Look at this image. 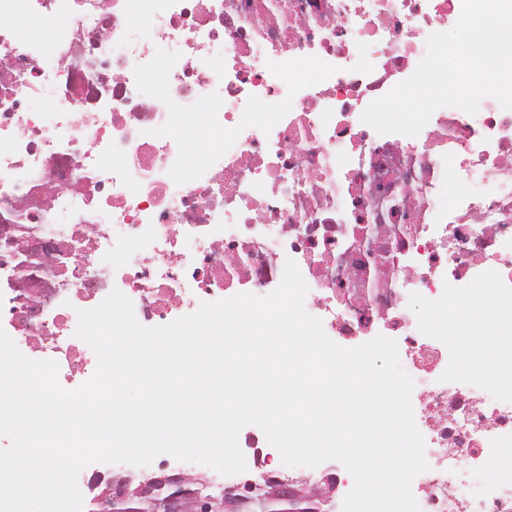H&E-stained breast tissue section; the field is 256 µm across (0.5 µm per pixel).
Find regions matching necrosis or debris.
Segmentation results:
<instances>
[{"instance_id":"4bbe7bcc","label":"necrosis or debris","mask_w":512,"mask_h":512,"mask_svg":"<svg viewBox=\"0 0 512 512\" xmlns=\"http://www.w3.org/2000/svg\"><path fill=\"white\" fill-rule=\"evenodd\" d=\"M462 0H0V219L59 246L44 296L0 263V328L80 373L78 311L112 290L149 327L239 293L269 295L294 261L326 335L400 347L427 471L419 512H512V474L471 472L512 442V109L441 107L417 135L361 120L408 79ZM43 29L20 33L17 18ZM156 20L131 39L134 18ZM221 96L196 149L175 130ZM43 98L45 109L29 101ZM68 221H61V214ZM488 286L457 300L460 282ZM429 305L419 314L416 299ZM479 311L499 351L472 363L449 330Z\"/></svg>"}]
</instances>
